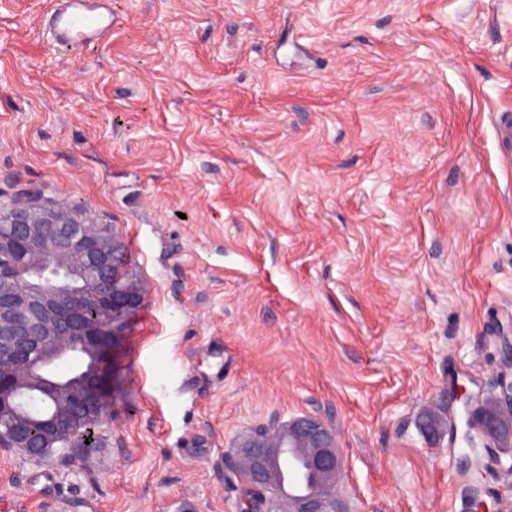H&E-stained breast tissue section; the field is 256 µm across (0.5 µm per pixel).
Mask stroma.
Here are the masks:
<instances>
[{
    "label": "stroma",
    "instance_id": "stroma-1",
    "mask_svg": "<svg viewBox=\"0 0 512 512\" xmlns=\"http://www.w3.org/2000/svg\"><path fill=\"white\" fill-rule=\"evenodd\" d=\"M0 0V206L39 190L147 290L91 449L0 446V512H243L238 437L320 418L348 512H466L416 426L512 343V0ZM48 0L46 19L52 40L59 46H87L112 36L118 20L112 0Z\"/></svg>",
    "mask_w": 512,
    "mask_h": 512
}]
</instances>
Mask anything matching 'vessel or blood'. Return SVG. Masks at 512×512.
I'll return each instance as SVG.
<instances>
[{
    "instance_id": "b4317fda",
    "label": "vessel or blood",
    "mask_w": 512,
    "mask_h": 512,
    "mask_svg": "<svg viewBox=\"0 0 512 512\" xmlns=\"http://www.w3.org/2000/svg\"><path fill=\"white\" fill-rule=\"evenodd\" d=\"M46 19L53 41L65 47L105 41L118 23L112 0H47Z\"/></svg>"
}]
</instances>
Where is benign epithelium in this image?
Listing matches in <instances>:
<instances>
[{
  "label": "benign epithelium",
  "instance_id": "7a95c632",
  "mask_svg": "<svg viewBox=\"0 0 512 512\" xmlns=\"http://www.w3.org/2000/svg\"><path fill=\"white\" fill-rule=\"evenodd\" d=\"M0 257L22 254L27 266L56 276L53 287L35 276L21 277L20 269L0 264V411L20 409L19 396L35 391L51 376L54 366L71 351L82 348L95 359L83 383L56 387L67 393L73 406L112 409L109 385V355L125 334V323L140 308L146 285L140 279L123 286L111 285V278L125 263L124 243L100 228L87 211L68 209L41 194H22L6 212L0 211ZM100 308L112 312V320L98 329L84 323L86 311ZM456 400L468 416L478 420L486 447L496 452L512 445V353L504 357L499 378L486 391L458 387ZM290 432L306 445L309 465L325 479L341 483L343 463L336 448L335 434L321 420L300 416L290 421ZM10 437L15 447L30 452L28 424L17 421ZM245 464L236 473L260 494L258 512H273L272 505L283 494L279 480V459L256 441L242 443L236 453ZM500 497L482 498L470 489L471 512H504ZM292 512H345L340 496L329 498L307 492L293 499Z\"/></svg>",
  "mask_w": 512,
  "mask_h": 512
}]
</instances>
